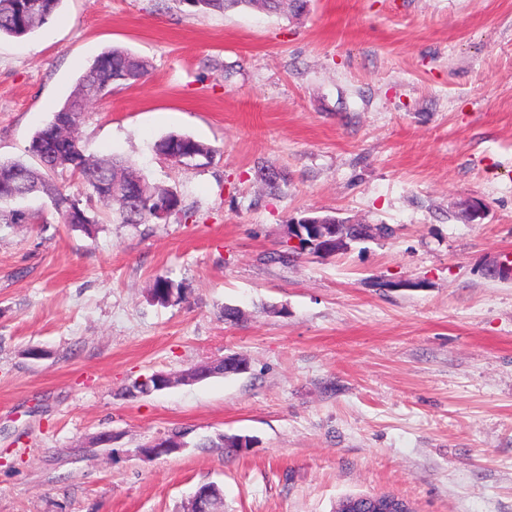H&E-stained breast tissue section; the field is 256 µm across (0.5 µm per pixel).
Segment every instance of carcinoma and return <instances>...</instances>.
I'll return each instance as SVG.
<instances>
[{
  "label": "carcinoma",
  "instance_id": "1",
  "mask_svg": "<svg viewBox=\"0 0 512 512\" xmlns=\"http://www.w3.org/2000/svg\"><path fill=\"white\" fill-rule=\"evenodd\" d=\"M201 11L224 12L230 8L243 7L263 11H277L282 0H183ZM32 0H0V37L21 38L32 33L44 24L58 8L61 0H37V7L31 8ZM147 72V64L142 59L122 50L113 48L102 53L81 77L74 93L63 106L54 113L52 120L35 132L29 145V154L35 160L31 164L22 160L0 162L1 169L13 167L24 171L21 180L0 181V204L12 202V196L23 193L27 196L40 191L53 195L55 208L66 224L74 223L73 216L82 214V223L76 228L90 235L95 232L98 221L80 207L79 200L61 187L48 182L47 176L59 170L69 171L82 177L95 195L108 203L117 205L116 214L121 224H146L152 221L154 203L147 195L140 200L128 203L113 197L115 178L125 181L146 178L128 160L115 156L90 160L76 137H63L56 129L78 124L81 114L86 112V97L91 89L112 90L115 84H133ZM156 150L162 154L193 153L204 160L211 158V150L194 138L182 134H169L157 144Z\"/></svg>",
  "mask_w": 512,
  "mask_h": 512
}]
</instances>
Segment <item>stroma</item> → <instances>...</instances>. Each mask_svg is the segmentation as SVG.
<instances>
[{
  "instance_id": "35a3bbf8",
  "label": "stroma",
  "mask_w": 512,
  "mask_h": 512,
  "mask_svg": "<svg viewBox=\"0 0 512 512\" xmlns=\"http://www.w3.org/2000/svg\"><path fill=\"white\" fill-rule=\"evenodd\" d=\"M112 47L149 71L92 102L78 136L184 210L120 224L58 172L93 235L44 194L0 220V512H186L206 483L223 512L377 494L512 512V275L490 274L512 257V0H62L0 38V160L25 158ZM172 133L210 163L158 155ZM473 202L483 223L461 215ZM313 212L393 233L278 261ZM160 276L180 289L165 304ZM229 355L247 370L124 394ZM178 432L186 447L141 455ZM183 3L198 8L201 11L224 12L230 8L243 7L263 11L280 10L281 0H183ZM156 150L162 154L193 153L206 161L211 158V150L206 145L194 138L182 134H169L163 137L157 144Z\"/></svg>"
}]
</instances>
